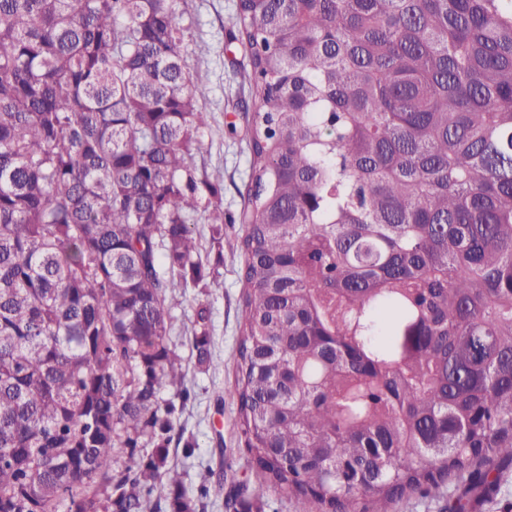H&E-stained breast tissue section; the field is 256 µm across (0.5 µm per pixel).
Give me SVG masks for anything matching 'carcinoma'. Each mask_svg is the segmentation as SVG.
<instances>
[{
    "label": "carcinoma",
    "mask_w": 512,
    "mask_h": 512,
    "mask_svg": "<svg viewBox=\"0 0 512 512\" xmlns=\"http://www.w3.org/2000/svg\"><path fill=\"white\" fill-rule=\"evenodd\" d=\"M253 188L232 395L269 490L391 512L512 462V0H238ZM177 0H0V512H197L167 295L221 182ZM210 311L198 361L214 366ZM155 452L113 473L114 455Z\"/></svg>",
    "instance_id": "1"
}]
</instances>
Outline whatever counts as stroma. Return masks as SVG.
I'll return each instance as SVG.
<instances>
[{"label": "stroma", "instance_id": "35a3bbf8", "mask_svg": "<svg viewBox=\"0 0 512 512\" xmlns=\"http://www.w3.org/2000/svg\"><path fill=\"white\" fill-rule=\"evenodd\" d=\"M238 0H179L188 28L186 63L204 90L199 100L207 125L202 130L199 163L211 179L223 185L224 264L210 287L176 292L174 329L170 341L182 358L185 387L190 394L178 406L177 431L194 445L169 448L168 465L184 474L188 496L203 512H224V498L240 482L255 480L250 455L236 426L237 402L230 395L234 382V353L240 322L243 257L240 216L252 184L251 155L246 141L245 111L255 110L244 67V47L228 38ZM210 310L212 358L218 370L199 365L193 348V322L198 304ZM466 512H512V467L499 485L484 492L466 493L464 483L450 479L398 501L393 512H450L457 497Z\"/></svg>", "mask_w": 512, "mask_h": 512}]
</instances>
